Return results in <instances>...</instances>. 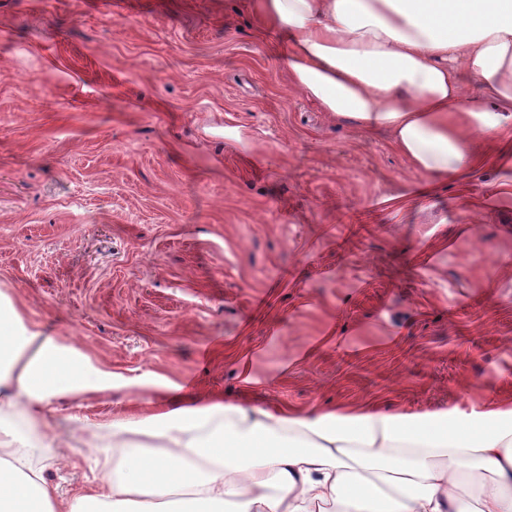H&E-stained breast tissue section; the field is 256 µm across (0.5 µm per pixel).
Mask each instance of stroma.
Here are the masks:
<instances>
[{
    "instance_id": "35a3bbf8",
    "label": "stroma",
    "mask_w": 512,
    "mask_h": 512,
    "mask_svg": "<svg viewBox=\"0 0 512 512\" xmlns=\"http://www.w3.org/2000/svg\"><path fill=\"white\" fill-rule=\"evenodd\" d=\"M511 176L429 184L321 111L252 0H0V294L112 374L44 477L91 488L160 395L512 406Z\"/></svg>"
}]
</instances>
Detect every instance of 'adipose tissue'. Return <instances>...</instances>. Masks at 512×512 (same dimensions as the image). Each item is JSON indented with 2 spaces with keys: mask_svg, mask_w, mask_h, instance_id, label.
<instances>
[{
  "mask_svg": "<svg viewBox=\"0 0 512 512\" xmlns=\"http://www.w3.org/2000/svg\"><path fill=\"white\" fill-rule=\"evenodd\" d=\"M261 26L285 47L291 83L334 116L390 134L420 172L463 177L484 157L477 137L504 142L512 169V0H254ZM475 82L476 93L465 91ZM109 372L74 367L57 340L0 307V512H512V408L304 413L214 402L123 420L118 468L91 491L60 498L29 451L52 452L53 395L106 387ZM478 461L497 477L472 476Z\"/></svg>",
  "mask_w": 512,
  "mask_h": 512,
  "instance_id": "ef3b65f1",
  "label": "adipose tissue"
}]
</instances>
